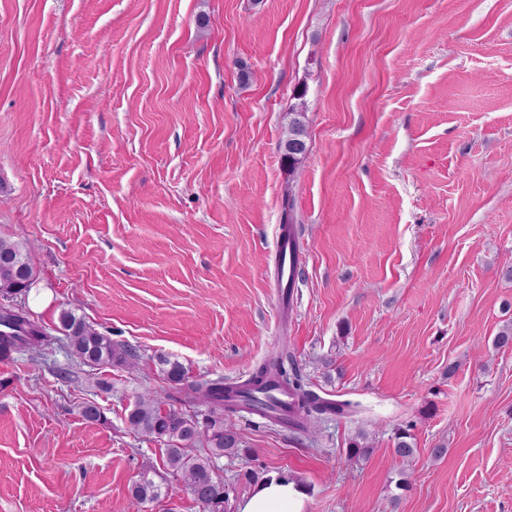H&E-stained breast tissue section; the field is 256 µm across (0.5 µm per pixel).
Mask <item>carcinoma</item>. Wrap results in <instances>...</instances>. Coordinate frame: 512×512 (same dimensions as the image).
<instances>
[{
    "label": "carcinoma",
    "mask_w": 512,
    "mask_h": 512,
    "mask_svg": "<svg viewBox=\"0 0 512 512\" xmlns=\"http://www.w3.org/2000/svg\"><path fill=\"white\" fill-rule=\"evenodd\" d=\"M307 88L294 92L295 103L288 112V135L284 140L283 159L289 170L305 158L307 145ZM37 279L28 244L0 238V296L11 299L27 295ZM8 320L25 332L19 348L6 349L0 339V357L8 352L34 350L43 345L46 331L29 318L25 307H0V322ZM60 330L69 347L83 363L107 366L135 359L133 349L112 342L84 316L71 308H61ZM163 373L173 386L187 389L193 399L209 406L205 418L198 419L173 404H165L150 395H142L127 414V423L135 433L165 445V474L154 468L141 472L131 494L139 504L158 503L169 495L168 479L180 482L202 506L203 512H227L228 493L224 480L215 472L212 458L238 453L241 439L230 425L224 424V413H232L239 405L258 411L255 394L274 385L288 389L295 397L294 418L288 422L267 412L263 416L275 423H288L301 434L313 435L316 424L326 415L343 418L353 411L349 401L324 399L306 389L303 376L292 354L282 349L265 360L243 384L224 385V380L188 382L183 365L177 360L160 359ZM411 435L401 430L395 435L394 454L406 461L415 448ZM208 448L202 454L198 447Z\"/></svg>",
    "instance_id": "carcinoma-1"
}]
</instances>
